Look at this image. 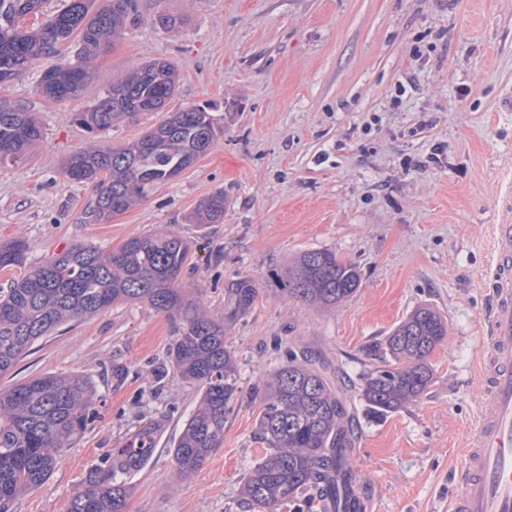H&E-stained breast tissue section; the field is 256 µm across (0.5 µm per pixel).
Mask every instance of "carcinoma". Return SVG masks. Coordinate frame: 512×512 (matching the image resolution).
<instances>
[{
  "label": "carcinoma",
  "mask_w": 512,
  "mask_h": 512,
  "mask_svg": "<svg viewBox=\"0 0 512 512\" xmlns=\"http://www.w3.org/2000/svg\"><path fill=\"white\" fill-rule=\"evenodd\" d=\"M42 0H0V86L22 76L47 50L77 44V60L43 72L36 92L57 101L79 96L91 78L92 62L109 40L122 34L138 12L137 0H89L69 4L36 29L20 21L39 11ZM178 74L166 60L136 66L112 82L84 112L72 115L92 135L122 118L161 112L174 96ZM217 128L211 112L198 106L168 113L138 140L120 148H91L73 154L67 175L94 183V222L127 212L212 150ZM42 126L34 113L0 101V164L16 162L37 144ZM228 200L219 190L198 204V224L224 219ZM28 244L0 245V268L22 265ZM190 243L172 231L133 237L103 253L77 247L33 267L20 281L0 290V374L9 372L43 336L71 320L97 314L120 302H139L180 321L169 352V368L195 384L200 405L186 420L170 449L177 470L195 473L224 441V419L238 398L235 354L224 344L226 329L247 315L260 296L250 276L224 284V315L205 316L200 291L179 285ZM272 282L282 297L303 305L331 308L358 290L356 268L328 249L299 255ZM448 335L445 318L430 307L416 308L387 336L366 349L377 364L360 374L359 400L387 415L420 399L433 381L430 356ZM280 366L254 398L262 407L260 438L264 456L244 478L243 498L258 512L306 489L318 501L345 505L367 492L354 469L358 414L354 397L334 385L317 350H279ZM91 382L81 375H39L0 389V512H10L23 493L39 487L59 465L68 442L85 430L93 401ZM157 425L139 427L127 448H117L104 465L93 467L70 498L67 512H124L126 476L139 470L155 448Z\"/></svg>",
  "instance_id": "obj_1"
}]
</instances>
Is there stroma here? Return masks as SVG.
<instances>
[{
    "label": "stroma",
    "instance_id": "35a3bbf8",
    "mask_svg": "<svg viewBox=\"0 0 512 512\" xmlns=\"http://www.w3.org/2000/svg\"><path fill=\"white\" fill-rule=\"evenodd\" d=\"M165 14L181 25L164 29ZM73 57L44 56L0 87V100L36 112L43 130L28 156L0 165V243L29 245L24 265L0 273V289L68 249L112 251L167 226L191 244L179 282L200 289L205 313L223 314L224 284L236 276L254 278L261 293L225 338L241 393L224 441L189 476L169 450L198 390L172 373L154 376L176 321L124 302L40 339L0 388L78 373L93 383L94 404L60 466L12 512H66L90 468L149 420L159 426L156 446L128 478L125 512H244L242 481L266 448L251 394L279 364L275 341L319 350L354 382L370 364L366 347L422 305L448 322L430 356L434 382L388 415L360 408L355 466L375 512H448L469 434L490 411L478 364L490 227L512 221V0H138L135 22L109 41L80 96L38 95L42 71ZM157 58L179 72L168 110L208 107L223 132L133 209L88 221L97 190L70 179L66 160L97 144L121 147L163 115L100 139L72 116ZM218 190L228 198L223 223H192L199 201ZM315 249L360 274L357 292L332 310L268 286L274 270Z\"/></svg>",
    "mask_w": 512,
    "mask_h": 512
}]
</instances>
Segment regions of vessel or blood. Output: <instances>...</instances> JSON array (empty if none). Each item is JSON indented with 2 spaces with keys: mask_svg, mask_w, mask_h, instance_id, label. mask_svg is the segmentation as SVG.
Wrapping results in <instances>:
<instances>
[{
  "mask_svg": "<svg viewBox=\"0 0 512 512\" xmlns=\"http://www.w3.org/2000/svg\"><path fill=\"white\" fill-rule=\"evenodd\" d=\"M492 308L480 366L491 406L472 430L450 512H512V222L491 227Z\"/></svg>",
  "mask_w": 512,
  "mask_h": 512,
  "instance_id": "1",
  "label": "vessel or blood"
}]
</instances>
